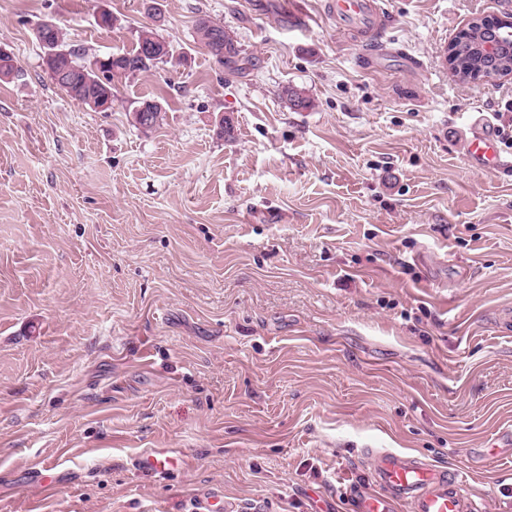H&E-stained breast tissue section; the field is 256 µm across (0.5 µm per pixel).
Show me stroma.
<instances>
[{
	"mask_svg": "<svg viewBox=\"0 0 512 512\" xmlns=\"http://www.w3.org/2000/svg\"><path fill=\"white\" fill-rule=\"evenodd\" d=\"M325 2L156 0L152 21L142 0H0L26 72L0 82V512H346L375 449L512 512V446H492L512 433V169L465 154L472 115H512V76L445 62L512 0H380L376 42ZM203 14L241 70L198 42ZM43 21L87 62L147 23L173 57L97 112L44 69ZM157 448L187 467H138ZM196 35L207 52L229 71L239 70L240 49L234 35L224 24L209 17H201L196 24ZM475 20V19H474ZM473 20V21H474ZM473 21L468 24L467 28L464 29L456 36L453 41L449 44L448 47L458 48L459 53H466V46L476 40L479 37V29L473 25ZM458 55L453 58L452 64V76L458 77L459 73H463L465 75V79H472L473 81L482 80L485 78H493L497 77L496 73L493 71L482 70L476 60L470 55L466 57H460ZM459 78V77H458ZM159 98L162 97L146 98L138 102L139 104L136 107L140 106L146 101H153L156 103L155 110L153 112H148L149 115L146 119L140 120L138 118V116L136 115L137 112H135L136 107L132 112L134 123L144 132L155 130L157 127H160V125L163 124L166 112L164 110L162 102L159 101Z\"/></svg>",
	"mask_w": 512,
	"mask_h": 512,
	"instance_id": "obj_1",
	"label": "stroma"
}]
</instances>
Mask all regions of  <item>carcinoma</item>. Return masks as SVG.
Masks as SVG:
<instances>
[{
    "label": "carcinoma",
    "instance_id": "cac0c4a2",
    "mask_svg": "<svg viewBox=\"0 0 512 512\" xmlns=\"http://www.w3.org/2000/svg\"><path fill=\"white\" fill-rule=\"evenodd\" d=\"M36 32L53 46L66 50V54L45 62V66L53 72L51 79L57 88L71 99L84 105L89 104L91 98L114 100L112 89L115 82L147 71L163 62V56L156 58L147 53V46L161 42V39L150 27H144L139 31L134 50L107 55L103 57V62L94 69L79 62L80 51L70 47L68 33L60 26L54 24L52 27L46 28L41 23L37 26ZM196 35L199 42L217 63L231 72L239 70L240 49L234 35L224 28L223 23L208 17H201L196 24ZM478 37L479 29L470 24L453 39L449 47L457 48L459 52L464 53L466 46ZM452 64V76L454 77L462 73L465 78L478 81L496 76L493 71L481 69L476 60L469 55L453 58ZM22 76H24V71L16 57L0 56V80H18ZM281 95L288 101L290 108L296 111L313 108L311 98L298 89L287 86L281 90ZM151 101L155 102V110L149 113L146 119L141 120L138 116H133L134 123L144 132L156 129L163 124L165 119V110L159 98L153 97Z\"/></svg>",
    "mask_w": 512,
    "mask_h": 512
}]
</instances>
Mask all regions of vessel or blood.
<instances>
[{"instance_id": "obj_1", "label": "vessel or blood", "mask_w": 512, "mask_h": 512, "mask_svg": "<svg viewBox=\"0 0 512 512\" xmlns=\"http://www.w3.org/2000/svg\"><path fill=\"white\" fill-rule=\"evenodd\" d=\"M328 13L342 30L378 32L386 22L375 0H329ZM466 155L471 166L481 171L512 168V155L503 153L494 126L482 117L473 124ZM373 482V488L354 489V512H394L399 504L407 512H477L461 473L405 453H377Z\"/></svg>"}]
</instances>
